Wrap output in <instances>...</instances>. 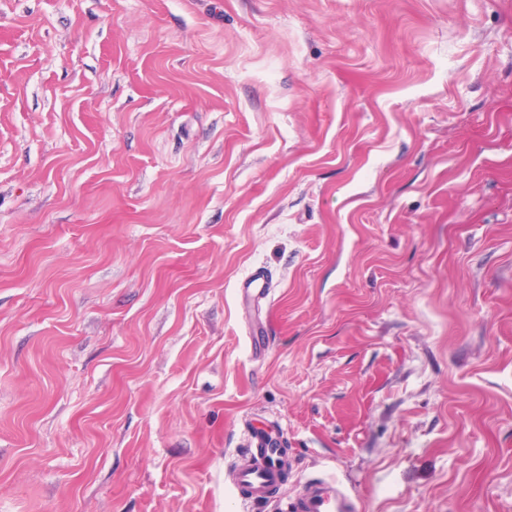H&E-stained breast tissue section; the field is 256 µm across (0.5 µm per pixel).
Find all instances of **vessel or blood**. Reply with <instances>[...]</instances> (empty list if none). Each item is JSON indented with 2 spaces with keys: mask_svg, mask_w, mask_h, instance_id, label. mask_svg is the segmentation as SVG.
<instances>
[{
  "mask_svg": "<svg viewBox=\"0 0 512 512\" xmlns=\"http://www.w3.org/2000/svg\"><path fill=\"white\" fill-rule=\"evenodd\" d=\"M279 443L266 431L253 430L249 448L242 464L236 466L233 490L243 507H250L265 500L281 482ZM352 500L333 482L310 485L299 497L289 501L285 512H352Z\"/></svg>",
  "mask_w": 512,
  "mask_h": 512,
  "instance_id": "vessel-or-blood-1",
  "label": "vessel or blood"
}]
</instances>
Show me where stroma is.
<instances>
[{"instance_id":"1","label":"stroma","mask_w":512,"mask_h":512,"mask_svg":"<svg viewBox=\"0 0 512 512\" xmlns=\"http://www.w3.org/2000/svg\"><path fill=\"white\" fill-rule=\"evenodd\" d=\"M251 428L250 512H512V0H0V512H236ZM248 446L233 480L234 494L243 511L265 500L283 478L281 448L270 434L253 429ZM353 501L336 482L310 485L299 497L289 501L283 512H354Z\"/></svg>"}]
</instances>
